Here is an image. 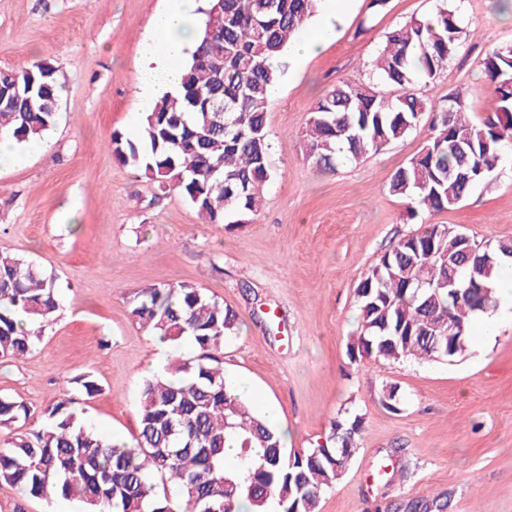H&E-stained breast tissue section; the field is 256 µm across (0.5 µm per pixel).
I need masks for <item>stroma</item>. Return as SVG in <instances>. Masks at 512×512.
<instances>
[{
  "label": "stroma",
  "mask_w": 512,
  "mask_h": 512,
  "mask_svg": "<svg viewBox=\"0 0 512 512\" xmlns=\"http://www.w3.org/2000/svg\"><path fill=\"white\" fill-rule=\"evenodd\" d=\"M345 0L335 37L313 58L282 55L268 105L265 206L234 229L205 224L175 190L159 194L113 154V132L139 140V49L164 0H0V67L50 61L65 86L56 124L40 149L20 143L22 163L0 166V251L56 276L60 308L21 359L0 358V395L44 410L89 373L100 391L79 402L100 437L138 426L148 365L168 353L131 314L143 287L187 282L232 309L240 325L220 354L230 380L248 381L277 412L288 449L324 443L331 423L359 417L350 465L320 512H395L443 493L447 512H512V309L473 319L461 356L423 362L350 358L360 320L355 288L392 243L421 224H448L481 244L512 240V155L456 209L410 213L390 195L391 175L424 145L427 123L355 165L327 173L301 147L315 103L343 81L376 80L384 35L432 13L440 0ZM473 31L433 82L420 85L440 110L452 90L469 93L484 120L488 47L512 43L499 0H452ZM397 391L398 408L382 403ZM403 465L391 482L376 472ZM0 512H81L0 485Z\"/></svg>",
  "instance_id": "35a3bbf8"
}]
</instances>
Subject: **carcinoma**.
Wrapping results in <instances>:
<instances>
[{
  "instance_id": "cac0c4a2",
  "label": "carcinoma",
  "mask_w": 512,
  "mask_h": 512,
  "mask_svg": "<svg viewBox=\"0 0 512 512\" xmlns=\"http://www.w3.org/2000/svg\"><path fill=\"white\" fill-rule=\"evenodd\" d=\"M321 0H224V13L206 11L178 97L160 99L143 116L139 142L112 134L113 154L157 184L178 190L208 224L239 225L264 206L268 166L267 105L279 73L271 59L319 9ZM468 36L457 10L444 4L386 36L379 82L342 81L311 111L305 158L333 173L404 138L431 109L418 86L435 80ZM490 115L472 122L460 91L448 93L450 118L430 122L416 156L390 178L388 192L430 212L458 207L487 181L512 150V44L482 60ZM63 91L56 68L35 60L0 69V132L18 143L38 140L57 121ZM224 104L225 113L214 111ZM210 118L205 124L204 117ZM456 231L427 224L399 239L363 275L355 294L359 334L349 345L362 357L399 360L458 356L448 348V323L468 337L471 318L496 305L493 287L506 260L501 244L477 249L457 267ZM59 308L56 278L32 263L0 254V357L22 358L40 342ZM132 315L172 348L164 371L144 381L138 429L118 448L83 423L77 396L99 392L96 379L75 378L31 429L0 446V483L32 497L80 502L85 512H318L323 493L345 473L360 420H336L326 442L290 451L280 433L232 394L216 354L237 335L236 313L185 282L154 284L132 299ZM199 350L180 354L184 341ZM21 401L0 395V426L28 421ZM237 445L228 468L224 448ZM438 495L408 512H447Z\"/></svg>"
}]
</instances>
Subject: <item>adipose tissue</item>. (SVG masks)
I'll use <instances>...</instances> for the list:
<instances>
[{
	"mask_svg": "<svg viewBox=\"0 0 512 512\" xmlns=\"http://www.w3.org/2000/svg\"><path fill=\"white\" fill-rule=\"evenodd\" d=\"M196 7V0H165L164 7L154 16L142 46L137 84L142 105L165 94L179 93L183 71L175 61L197 40Z\"/></svg>",
	"mask_w": 512,
	"mask_h": 512,
	"instance_id": "adipose-tissue-1",
	"label": "adipose tissue"
}]
</instances>
